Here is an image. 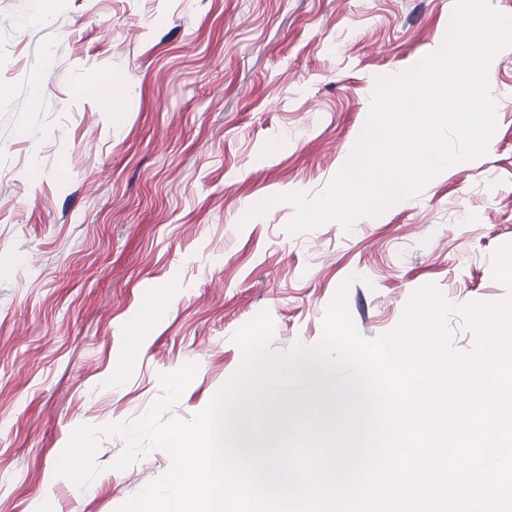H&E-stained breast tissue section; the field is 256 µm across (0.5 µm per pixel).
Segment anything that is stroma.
Listing matches in <instances>:
<instances>
[{
  "label": "stroma",
  "mask_w": 512,
  "mask_h": 512,
  "mask_svg": "<svg viewBox=\"0 0 512 512\" xmlns=\"http://www.w3.org/2000/svg\"><path fill=\"white\" fill-rule=\"evenodd\" d=\"M457 0H0V512H119L171 469H123L110 424L143 418L162 375L196 365L163 419L191 420L234 374L235 334L268 314L272 353L317 344L342 282L359 333L398 325L433 283L458 307L511 290L512 46L491 61L484 153L383 214L289 234L282 194L322 193L351 154L377 78L442 44ZM111 105L80 86L107 88ZM47 91L35 97L36 83ZM267 204L260 216L253 210ZM169 309L142 316L151 292ZM142 353L123 363L129 324ZM94 448L81 485L61 468ZM130 82L131 79L127 75H114L109 82L106 92L100 91L95 86L86 85L80 88V93L82 95L98 96L104 101L112 97V102L114 103L115 100L124 94Z\"/></svg>",
  "instance_id": "35a3bbf8"
}]
</instances>
